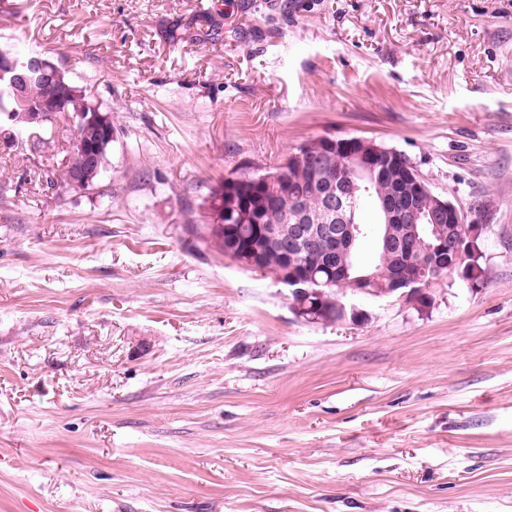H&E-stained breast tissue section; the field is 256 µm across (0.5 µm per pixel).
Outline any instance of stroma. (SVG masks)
I'll use <instances>...</instances> for the list:
<instances>
[{
    "mask_svg": "<svg viewBox=\"0 0 512 512\" xmlns=\"http://www.w3.org/2000/svg\"><path fill=\"white\" fill-rule=\"evenodd\" d=\"M9 3L115 140L94 190L46 184L63 122L0 147V512H512V0ZM324 136L484 225L476 277L309 323L204 243Z\"/></svg>",
    "mask_w": 512,
    "mask_h": 512,
    "instance_id": "obj_1",
    "label": "stroma"
}]
</instances>
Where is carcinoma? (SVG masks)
<instances>
[{"mask_svg":"<svg viewBox=\"0 0 512 512\" xmlns=\"http://www.w3.org/2000/svg\"><path fill=\"white\" fill-rule=\"evenodd\" d=\"M9 90L8 77H0V129L24 126V123L16 124L9 118L10 111L15 107ZM26 95L31 104L56 103L58 114L65 121L75 119L81 112H102L107 119H112L108 108L87 89L76 85L63 70L54 73L51 79L32 75ZM80 136L97 146L100 154L98 170L85 172L83 188L89 190L95 187L98 176L105 169L112 140L93 127L81 128ZM330 153L325 167L321 169H315L305 161H296L283 167L281 172L274 170L266 173L264 178L256 175L233 181L226 177L210 189L206 213L203 215L204 241L231 260L241 262L237 251L254 248L261 256L255 271L272 273L279 281L287 271L305 281H319L322 287L314 289L312 294L292 298L298 315L315 323L353 319L351 308L343 302L344 290L365 287L369 296L397 298L402 290L392 292L389 289L396 278L414 272L428 277L437 260V255L428 249L431 239L430 216L435 212V201L426 194L418 199L409 197L410 189L402 184V168L410 160L395 150L392 160L381 164L371 175L360 180L367 191L353 204L352 223L363 226L365 234L356 240L352 252L342 263L335 267L326 266L325 248L319 247L300 254L295 265H285L277 236L288 229V225L284 224L287 211L298 206L320 216L325 224L336 223V217L322 212V198L313 190L312 184L316 180L334 184L351 177L353 171L350 154L339 147L330 150ZM80 168L81 159L78 157L60 163L59 172L55 174L56 183L70 185L72 176ZM389 196L404 203H414L426 215L421 232L422 242L410 247L403 255L384 251L378 241L374 260L364 264L358 257L359 246L369 236L376 235V231L362 221V210L366 203L375 204Z\"/></svg>","mask_w":512,"mask_h":512,"instance_id":"carcinoma-1","label":"carcinoma"}]
</instances>
